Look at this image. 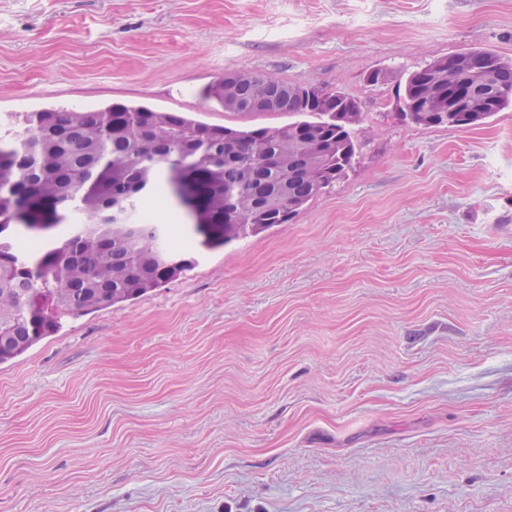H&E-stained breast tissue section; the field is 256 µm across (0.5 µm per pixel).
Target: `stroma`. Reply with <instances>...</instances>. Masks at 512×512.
<instances>
[{
  "mask_svg": "<svg viewBox=\"0 0 512 512\" xmlns=\"http://www.w3.org/2000/svg\"><path fill=\"white\" fill-rule=\"evenodd\" d=\"M467 49L512 61V0H0L1 115L288 123L205 102L229 71L362 111L291 221L0 364V512H512V104L399 115Z\"/></svg>",
  "mask_w": 512,
  "mask_h": 512,
  "instance_id": "stroma-1",
  "label": "stroma"
}]
</instances>
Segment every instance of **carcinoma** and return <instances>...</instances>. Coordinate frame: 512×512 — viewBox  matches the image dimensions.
<instances>
[{
  "label": "carcinoma",
  "instance_id": "1",
  "mask_svg": "<svg viewBox=\"0 0 512 512\" xmlns=\"http://www.w3.org/2000/svg\"><path fill=\"white\" fill-rule=\"evenodd\" d=\"M465 55L470 111L442 99L448 56L409 75L403 119L467 128L508 104L512 62ZM204 99L295 120L238 129L112 104L0 121V363L54 335L65 317L137 299L192 269L196 255L166 244L164 225L133 220L150 197L176 199L173 170L199 197L192 234L215 249L288 222L354 163L362 112L337 90L249 72L224 76Z\"/></svg>",
  "mask_w": 512,
  "mask_h": 512
}]
</instances>
